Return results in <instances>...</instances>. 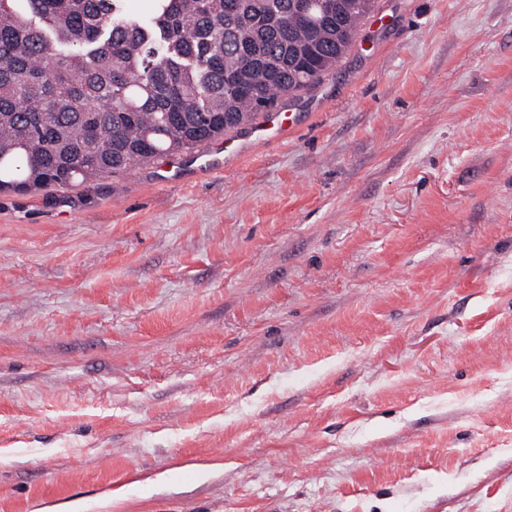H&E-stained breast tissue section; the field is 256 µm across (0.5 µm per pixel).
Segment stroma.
<instances>
[{
	"mask_svg": "<svg viewBox=\"0 0 512 512\" xmlns=\"http://www.w3.org/2000/svg\"><path fill=\"white\" fill-rule=\"evenodd\" d=\"M375 11L288 140L0 193V512H512V0Z\"/></svg>",
	"mask_w": 512,
	"mask_h": 512,
	"instance_id": "stroma-1",
	"label": "stroma"
}]
</instances>
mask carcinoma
Returning <instances> with one entry per match:
<instances>
[{"label": "carcinoma", "instance_id": "cac0c4a2", "mask_svg": "<svg viewBox=\"0 0 512 512\" xmlns=\"http://www.w3.org/2000/svg\"><path fill=\"white\" fill-rule=\"evenodd\" d=\"M0 0V191L192 151L310 90L376 0Z\"/></svg>", "mask_w": 512, "mask_h": 512}]
</instances>
